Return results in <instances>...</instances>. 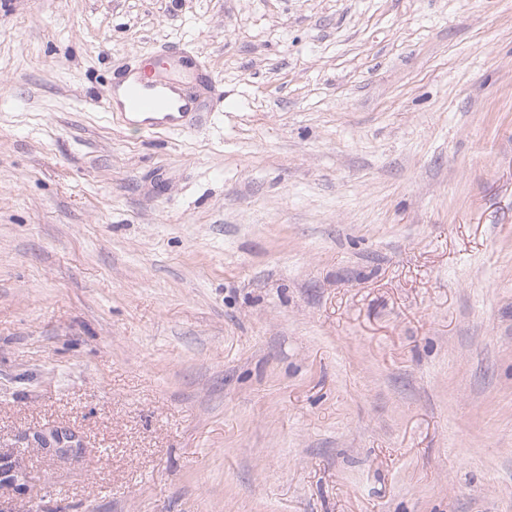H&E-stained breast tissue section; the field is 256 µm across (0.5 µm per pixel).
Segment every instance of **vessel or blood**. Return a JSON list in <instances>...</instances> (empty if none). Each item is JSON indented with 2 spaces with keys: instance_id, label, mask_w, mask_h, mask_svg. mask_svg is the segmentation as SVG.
Wrapping results in <instances>:
<instances>
[{
  "instance_id": "1",
  "label": "vessel or blood",
  "mask_w": 512,
  "mask_h": 512,
  "mask_svg": "<svg viewBox=\"0 0 512 512\" xmlns=\"http://www.w3.org/2000/svg\"><path fill=\"white\" fill-rule=\"evenodd\" d=\"M203 66L199 61L181 56L172 59L168 72L150 66L124 69L118 79L122 99H105V108H118L126 118L136 117L145 131L169 132L188 129L199 111L197 98L184 92L185 81L199 78Z\"/></svg>"
}]
</instances>
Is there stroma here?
<instances>
[{
  "label": "stroma",
  "mask_w": 512,
  "mask_h": 512,
  "mask_svg": "<svg viewBox=\"0 0 512 512\" xmlns=\"http://www.w3.org/2000/svg\"><path fill=\"white\" fill-rule=\"evenodd\" d=\"M184 51L195 127L104 109ZM0 456L8 512H512V0H0Z\"/></svg>",
  "instance_id": "stroma-1"
}]
</instances>
